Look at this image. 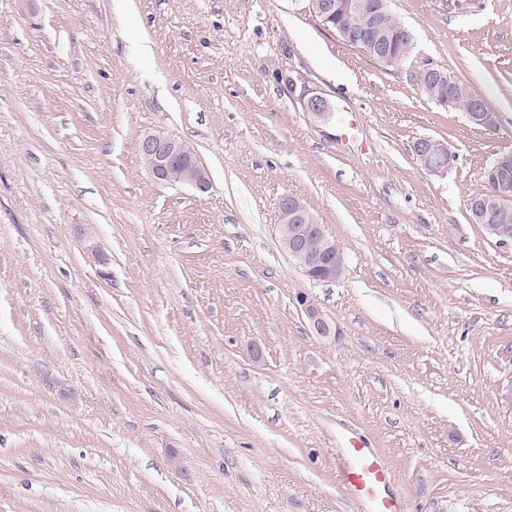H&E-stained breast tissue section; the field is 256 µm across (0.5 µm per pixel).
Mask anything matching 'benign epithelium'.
Instances as JSON below:
<instances>
[{"mask_svg": "<svg viewBox=\"0 0 512 512\" xmlns=\"http://www.w3.org/2000/svg\"><path fill=\"white\" fill-rule=\"evenodd\" d=\"M348 16L360 22L361 32L376 38L381 28V19L389 14L388 0H347ZM288 86L298 90V98L304 108L322 120L331 117V107L326 98L310 91L306 84H297L290 75L282 77ZM468 121L477 128L493 133L500 125L496 112H488L484 107L467 114ZM139 153L149 177L156 183L170 185L171 170L180 169L179 183L188 185L200 192L210 188L208 173L200 163L196 153L184 141L158 132L144 135L139 141ZM415 155L421 165L430 172L443 173L451 164L446 162L448 148L433 138H422L415 144ZM497 184V201H478L474 208L491 211L502 224L483 225L486 233L501 244L512 243V226L505 223L509 206L512 205V167L502 159L494 165ZM278 230L283 248L294 260L305 276L321 282L338 280L344 270V257L341 248L331 238L325 226L315 221L307 205L296 196L282 198L278 205ZM309 328L313 335L326 337L333 333V325L322 310L307 298L300 299Z\"/></svg>", "mask_w": 512, "mask_h": 512, "instance_id": "7a95c632", "label": "benign epithelium"}]
</instances>
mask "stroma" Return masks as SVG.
<instances>
[{"instance_id": "35a3bbf8", "label": "stroma", "mask_w": 512, "mask_h": 512, "mask_svg": "<svg viewBox=\"0 0 512 512\" xmlns=\"http://www.w3.org/2000/svg\"><path fill=\"white\" fill-rule=\"evenodd\" d=\"M390 10L414 41L394 70L308 0H0V512H352L355 441L407 512H512V244L468 209L512 151V0ZM428 66L500 128L426 98ZM155 132L209 191L147 175ZM287 195L340 280L283 248ZM297 97L308 112L322 120L330 119L332 111L327 99L319 94H313L305 83L300 85ZM414 151L421 165L433 173H443L451 167L452 161L454 164L457 161V155L450 151L452 161L448 158V164H446L448 148L433 138L419 139L415 144ZM278 213L283 248L304 275L314 281L338 280L344 270L343 252L324 225L317 224L307 205L289 195L280 200ZM313 240L316 241L314 246ZM300 306L302 307L306 318L308 320L309 328L313 335L319 337L330 336L333 333V325L329 319L324 315L322 310L313 301L306 298L300 299Z\"/></svg>"}]
</instances>
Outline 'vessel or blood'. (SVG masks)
<instances>
[{"label": "vessel or blood", "instance_id": "obj_1", "mask_svg": "<svg viewBox=\"0 0 512 512\" xmlns=\"http://www.w3.org/2000/svg\"><path fill=\"white\" fill-rule=\"evenodd\" d=\"M345 456L341 480L354 501L370 505L373 512H406L403 501L387 492L392 473L379 456L359 443L347 448Z\"/></svg>", "mask_w": 512, "mask_h": 512}]
</instances>
